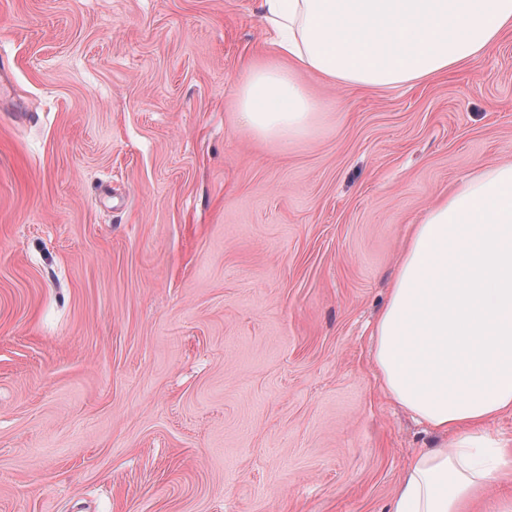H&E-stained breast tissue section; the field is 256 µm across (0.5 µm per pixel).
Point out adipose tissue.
I'll return each mask as SVG.
<instances>
[{
  "label": "adipose tissue",
  "mask_w": 512,
  "mask_h": 512,
  "mask_svg": "<svg viewBox=\"0 0 512 512\" xmlns=\"http://www.w3.org/2000/svg\"><path fill=\"white\" fill-rule=\"evenodd\" d=\"M272 57L251 64L237 124L268 142L310 133L320 107L296 78L399 88L482 55L512 0H262ZM386 392L440 435L405 466L389 512H512V163L440 197L405 243L373 332Z\"/></svg>",
  "instance_id": "1"
}]
</instances>
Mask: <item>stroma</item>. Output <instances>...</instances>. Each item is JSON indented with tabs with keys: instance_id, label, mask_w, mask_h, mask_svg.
I'll list each match as a JSON object with an SVG mask.
<instances>
[{
	"instance_id": "stroma-1",
	"label": "stroma",
	"mask_w": 512,
	"mask_h": 512,
	"mask_svg": "<svg viewBox=\"0 0 512 512\" xmlns=\"http://www.w3.org/2000/svg\"><path fill=\"white\" fill-rule=\"evenodd\" d=\"M261 0H0V512H386L433 435L370 334L413 224L512 160V32L238 129Z\"/></svg>"
}]
</instances>
